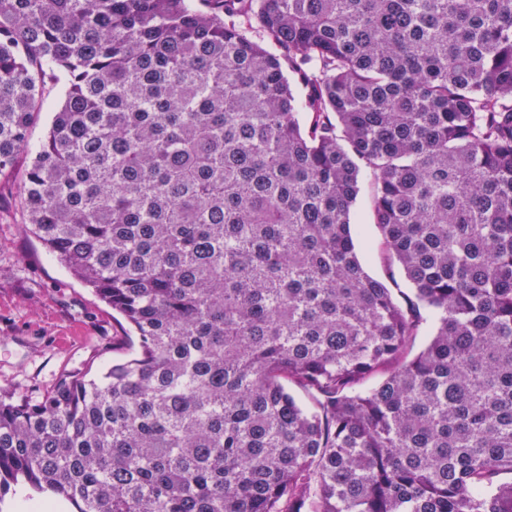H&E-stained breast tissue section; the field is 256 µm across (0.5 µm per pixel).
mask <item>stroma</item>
<instances>
[{"instance_id":"35a3bbf8","label":"stroma","mask_w":512,"mask_h":512,"mask_svg":"<svg viewBox=\"0 0 512 512\" xmlns=\"http://www.w3.org/2000/svg\"><path fill=\"white\" fill-rule=\"evenodd\" d=\"M353 220L362 224L366 271L403 282L380 252L371 185L362 183ZM138 351L123 318L49 255L30 233L15 184L0 182V394L36 401L67 373L95 375Z\"/></svg>"}]
</instances>
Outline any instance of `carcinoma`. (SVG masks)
I'll return each instance as SVG.
<instances>
[{
  "label": "carcinoma",
  "instance_id": "carcinoma-1",
  "mask_svg": "<svg viewBox=\"0 0 512 512\" xmlns=\"http://www.w3.org/2000/svg\"><path fill=\"white\" fill-rule=\"evenodd\" d=\"M0 178L139 346L0 398V501L512 512V0H0ZM62 97V84L54 88L47 89L44 112L41 114L39 122L34 126L31 132V145L38 146L45 138L48 127L51 123L54 112L60 106ZM371 193L370 181L365 177L362 180L361 192L353 215L356 224H363L362 236L359 239V250L364 267L374 278L384 281L392 288H396L393 285L394 279L403 291L408 292L403 273L398 265L389 262L379 250L381 231L378 225L374 224Z\"/></svg>",
  "mask_w": 512,
  "mask_h": 512
}]
</instances>
